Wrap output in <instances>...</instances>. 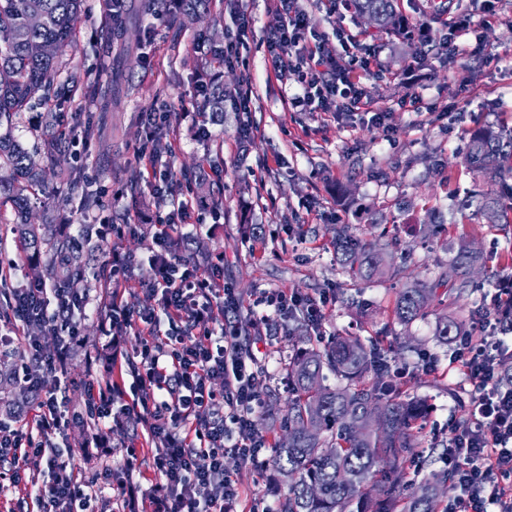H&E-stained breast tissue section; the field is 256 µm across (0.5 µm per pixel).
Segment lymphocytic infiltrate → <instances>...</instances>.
<instances>
[{"mask_svg": "<svg viewBox=\"0 0 512 512\" xmlns=\"http://www.w3.org/2000/svg\"><path fill=\"white\" fill-rule=\"evenodd\" d=\"M278 12L267 51L275 77L284 82L297 75L304 88L291 105L315 102L328 112L341 103L377 120L385 117L359 85L358 73L368 68V58L354 57L351 68H339L328 36L310 34V16L298 0H279ZM169 120L166 112L147 113L146 145L137 151L161 199L170 192L171 173L158 164L173 148L158 150L154 144L160 125ZM191 207L187 199L173 202L171 211L158 217L147 245L148 267L138 285L153 297V308L135 312L127 307L131 261L118 252L112 255L110 313L103 321L105 335L112 338V374L91 381L86 416L98 426L137 422L147 431L145 443L128 444L125 476L112 485L118 512H247L248 494L225 470L224 455L233 453L258 472L266 468L261 451L271 442L256 428L265 367L253 347L271 345L269 315L299 312L317 327L329 302L325 295L262 291L254 304L266 313L255 322L254 334H243L236 325L241 301L220 275L223 255L192 266L168 250L171 240L181 238ZM10 301L13 320L10 332L0 335V351L24 344L26 357L16 377L33 398L15 420L0 423V467L14 480L32 463L48 472L49 481L32 485L29 492L37 512H95L94 481L80 475L50 440L64 414L58 388L46 387L43 376L63 370L67 348H48L30 333L38 324L62 341L74 338L73 314L87 307V298L42 282L13 289ZM497 323V317L482 314L466 335L454 339L453 362L471 387L474 410L469 420L454 424L442 457L460 489L448 512H512V390L502 386V347L490 339ZM131 330L140 345L127 350L121 339ZM218 379L223 382L219 392L213 388ZM145 445L151 449L153 474L144 489L131 476L140 469Z\"/></svg>", "mask_w": 512, "mask_h": 512, "instance_id": "1", "label": "lymphocytic infiltrate"}]
</instances>
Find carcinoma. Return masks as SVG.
<instances>
[{"instance_id":"1","label":"carcinoma","mask_w":512,"mask_h":512,"mask_svg":"<svg viewBox=\"0 0 512 512\" xmlns=\"http://www.w3.org/2000/svg\"><path fill=\"white\" fill-rule=\"evenodd\" d=\"M82 0H0V208L13 209L14 241L25 253L45 257L44 274L64 288L85 287L80 251H75L65 276L57 257L70 251V238L52 237L48 225L31 223L34 204L45 189L47 171L11 135L17 114L33 100L47 101L58 92L59 51L75 29ZM358 16L368 15L387 34L400 28L398 0H353ZM202 109L219 121L224 115V87L212 84ZM56 116L49 112L41 149L55 165ZM468 163L492 189L453 199L452 208L470 219L504 228L512 225V129H480L471 134ZM334 239L342 268L355 281L367 283L386 275L403 274L371 242L338 224ZM458 279L448 298L460 299L476 289L471 271L485 262L462 241L451 261ZM42 274V275H44ZM36 274L37 278H42ZM436 297V284L412 283L400 289L393 313L407 326L426 315ZM438 335L462 336L467 327L443 317ZM383 340L375 336H340L327 346L310 347L288 361V412L275 438L274 464L288 483L277 512H437L443 491L454 487L450 473L432 474L421 492L409 498L402 486L407 466L421 450L424 412L395 382L386 361ZM20 354L0 362V394L13 396ZM338 384H325L327 375Z\"/></svg>"}]
</instances>
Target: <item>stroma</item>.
<instances>
[{"label": "stroma", "instance_id": "35a3bbf8", "mask_svg": "<svg viewBox=\"0 0 512 512\" xmlns=\"http://www.w3.org/2000/svg\"><path fill=\"white\" fill-rule=\"evenodd\" d=\"M301 4L315 29L343 31L344 41L334 44L339 64L351 59L349 36L377 46L362 83L387 111L384 123H370L359 112L289 107V95L302 87L296 79L283 84L275 78L265 44L268 29L278 21L277 0H214L198 18L183 16L172 0H124L121 23L134 14L140 19L137 40L129 47L120 34L109 42L101 38L104 0H83L72 41L60 56L63 74H77L81 86L53 107L63 140L56 175L42 196L66 235L78 234L82 225L89 229L82 235L89 304L75 314L79 336L67 355L72 383L66 410L84 409L88 372L105 375L102 366H89L88 358L103 352L108 342L101 329L108 305L102 283L113 251L130 257V276L139 278L147 267L146 245L156 216L169 211L135 158L143 143L145 112L162 107L171 120L159 136L177 144L167 158L173 190L176 197L192 200L184 232L195 262L223 253L224 277L244 303L238 318L242 331L251 328L247 306L262 290L324 292L331 301L322 331L410 343L412 352H390L395 366L433 359V370L401 383L426 415L427 463L414 478L420 484L443 467L440 454L431 450L434 440L448 439L452 423L472 412L469 386L451 362L454 345L437 336L436 323L443 315L472 322L474 310L489 305L498 284L512 280V264L500 260L512 252V233L487 224L451 223L449 210L451 190L483 187L465 162L471 133L512 128V0H458L474 31L459 38L460 52L444 56L419 55L416 42L379 32L351 12L329 14L328 0ZM242 11L253 22L237 63L210 66L209 48L236 31ZM412 59L418 62L423 115L401 104L408 92L402 70ZM212 81L228 92L250 88L252 104L247 112L225 108L223 122L202 135L194 113L203 85ZM244 125L252 133L243 141L238 130ZM203 170L209 173L205 182L197 179ZM106 224L121 230L103 235ZM338 224L375 241L394 266H406L421 281L453 280L450 260L462 238L491 261L476 273L480 287L473 294L450 304L439 286L442 306L404 326L393 316L404 279L351 280L336 254L332 229ZM302 320L299 314L269 320L281 342L260 383L257 426L271 436L279 435L288 403V356L306 345L290 333ZM74 433L73 426L61 427L51 441L85 476L97 477L100 505L110 512L112 476L120 471L127 431H103L82 450L74 446ZM224 467L261 504L276 505L288 491L274 468L259 474L232 454L225 455Z\"/></svg>", "mask_w": 512, "mask_h": 512}]
</instances>
